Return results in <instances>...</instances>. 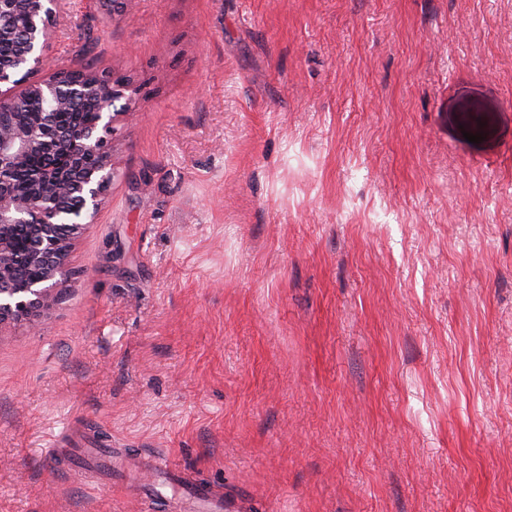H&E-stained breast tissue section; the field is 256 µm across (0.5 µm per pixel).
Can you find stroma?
<instances>
[{"instance_id": "1", "label": "stroma", "mask_w": 512, "mask_h": 512, "mask_svg": "<svg viewBox=\"0 0 512 512\" xmlns=\"http://www.w3.org/2000/svg\"><path fill=\"white\" fill-rule=\"evenodd\" d=\"M117 176L0 326V512H512V0H63ZM483 138L461 131L467 111ZM189 496V508L198 510V512H220V510L224 509V503L214 498L204 487H192Z\"/></svg>"}]
</instances>
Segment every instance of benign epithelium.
Listing matches in <instances>:
<instances>
[{
  "label": "benign epithelium",
  "instance_id": "benign-epithelium-1",
  "mask_svg": "<svg viewBox=\"0 0 512 512\" xmlns=\"http://www.w3.org/2000/svg\"><path fill=\"white\" fill-rule=\"evenodd\" d=\"M58 6L59 0H0V42L14 43L10 59H0V122L12 124L11 134L0 137V283L17 260L10 234L18 224L31 226L27 259L42 269L21 288L0 287V326L24 321L34 328L60 298L73 241L94 223L116 177L115 122L132 111L117 105L128 83L110 75L66 68L30 79L54 37ZM86 100L97 108L94 123H53L52 111ZM57 148L67 153L65 168H29L32 157Z\"/></svg>",
  "mask_w": 512,
  "mask_h": 512
}]
</instances>
